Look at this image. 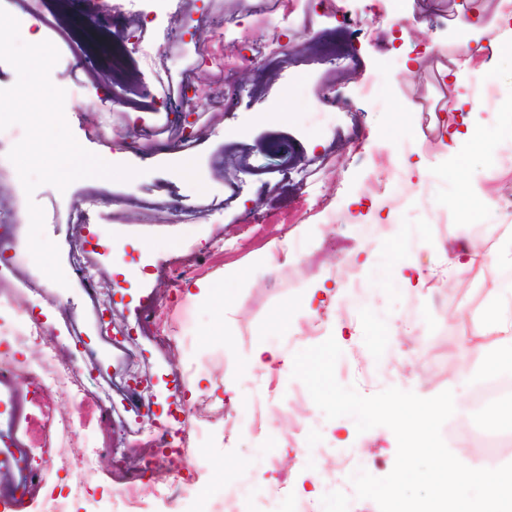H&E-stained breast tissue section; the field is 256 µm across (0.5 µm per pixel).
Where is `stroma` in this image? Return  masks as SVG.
<instances>
[{"instance_id":"1","label":"stroma","mask_w":512,"mask_h":512,"mask_svg":"<svg viewBox=\"0 0 512 512\" xmlns=\"http://www.w3.org/2000/svg\"><path fill=\"white\" fill-rule=\"evenodd\" d=\"M120 2L113 11L71 5L67 25H109L159 45L156 62L140 69L154 95L144 110L116 75L89 99L87 60L13 0H0L21 39L33 34L58 49L50 79L66 93L77 142L95 154L112 144L138 171L113 181L104 220L84 226L72 203L99 179L63 190L43 184L29 197L16 189L17 169L0 178V208L34 200L60 258L71 240L95 239L87 259L112 296V324L137 342L101 341L98 309L74 280L53 285L64 308L43 314L94 351L100 374L86 386L111 388L114 442L130 457L146 451L147 430L168 417L173 398L190 409L182 432L192 463L178 477L180 503L171 507L157 478H147L137 491L144 512H224L230 496L241 512H291L300 498L313 500L315 512H379L357 498L350 477L359 469L387 476L394 433L326 419L291 368H259L251 358L259 347L292 356L331 337L342 350L336 379L359 394L396 387L431 398L449 389L458 407L467 405L456 376L481 366L471 347L495 302L498 270L449 269L446 245L476 228L488 250L512 243L500 232L512 225V121L498 110L512 104V55L489 57L490 43L504 37L498 0H381L386 19L412 32L400 43L372 21L371 0H282L270 15L244 0ZM227 14L238 19V44L219 69L199 51L212 38L208 22ZM347 17L360 30L331 43ZM463 20L480 26L465 46ZM336 50L350 59L337 70ZM228 77L237 97L213 106ZM331 85L356 111L336 109ZM187 87L194 114L175 140L169 104ZM90 110L103 115L93 131L76 118ZM465 129L482 135L481 148L450 139ZM276 141L289 144L288 159L271 152ZM458 164L493 207L457 205L449 171ZM282 245L290 258H272ZM146 299L153 317L141 327ZM135 375L153 387L151 409L131 396ZM97 469V487L73 500L72 512H122L128 487L112 476L110 456L98 454Z\"/></svg>"}]
</instances>
